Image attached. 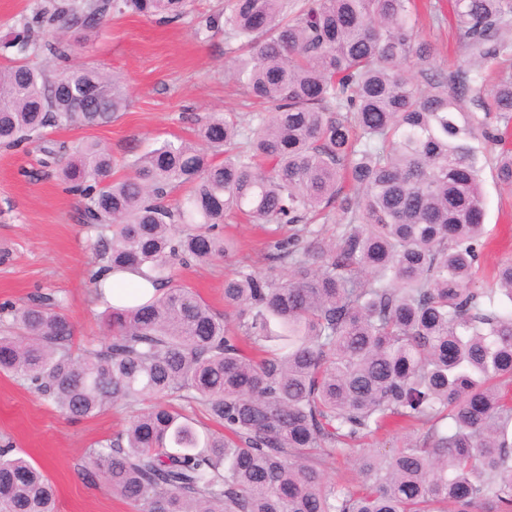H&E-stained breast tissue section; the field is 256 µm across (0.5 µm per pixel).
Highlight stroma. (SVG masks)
Listing matches in <instances>:
<instances>
[{
	"label": "stroma",
	"mask_w": 512,
	"mask_h": 512,
	"mask_svg": "<svg viewBox=\"0 0 512 512\" xmlns=\"http://www.w3.org/2000/svg\"><path fill=\"white\" fill-rule=\"evenodd\" d=\"M52 3L0 0V41L16 34L28 38L25 53L0 51V66L21 57L55 70L57 62L43 52V43L70 42L74 35L50 22ZM223 6L224 0H196L193 13L171 24L133 14L107 17L102 29L89 33L81 59L124 78L129 93L125 112L105 125L48 129L39 143L0 145V304L18 307L43 293L64 298L74 348L104 339L106 333L104 309L90 284L96 235L81 224L79 201L65 192L59 168L43 166L41 148L61 144L71 150L97 141L124 164L162 142L195 140L194 115L242 111V95L224 76L242 56L238 40L222 32L206 40L195 35L199 15ZM421 36L435 48L432 70L447 71L464 56L448 25L423 23ZM482 178L489 241L478 274L484 277L512 259V191L497 184L491 169H484ZM222 231L235 241V257L266 269L260 258L266 238L262 225L233 217ZM234 259L178 265L174 279L220 313L224 278L232 273ZM130 415V410L111 407L92 418L71 420L26 383L0 373V446L12 445L44 470L57 490L56 512H136L91 477L87 466L90 447L122 429Z\"/></svg>",
	"instance_id": "stroma-1"
}]
</instances>
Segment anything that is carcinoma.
<instances>
[{"mask_svg": "<svg viewBox=\"0 0 512 512\" xmlns=\"http://www.w3.org/2000/svg\"><path fill=\"white\" fill-rule=\"evenodd\" d=\"M191 3L62 0L54 18L80 32L128 11L175 23ZM423 9L442 23L421 0H224L195 34L241 42L232 78L270 116L248 131L209 113L203 146L166 141L119 179L95 141L61 163L98 233L96 294L127 267L163 293L108 308V340L77 353L64 299L14 308L0 371L73 419L137 408L88 453L91 475L137 512H512V261L485 287L476 278L484 145L512 189V0H449L466 60L446 73L424 68ZM46 49L68 65L0 68L1 145L128 106L121 79L69 44ZM334 209L345 224L331 240L312 221ZM238 213L267 226L270 267L242 262L224 279L231 327L171 268L229 256L215 229ZM175 398L220 430L200 433ZM392 417L426 427L423 439L355 455L359 492L325 478V460ZM0 512H55L50 480L9 448Z\"/></svg>", "mask_w": 512, "mask_h": 512, "instance_id": "obj_1", "label": "carcinoma"}]
</instances>
